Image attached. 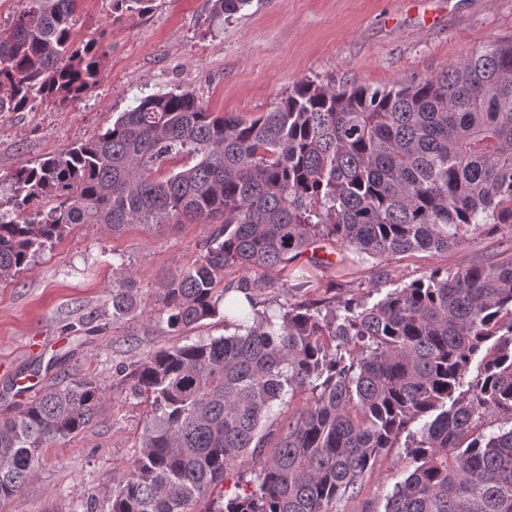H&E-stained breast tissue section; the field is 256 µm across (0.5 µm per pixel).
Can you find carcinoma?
Segmentation results:
<instances>
[{
    "instance_id": "1",
    "label": "carcinoma",
    "mask_w": 512,
    "mask_h": 512,
    "mask_svg": "<svg viewBox=\"0 0 512 512\" xmlns=\"http://www.w3.org/2000/svg\"><path fill=\"white\" fill-rule=\"evenodd\" d=\"M80 0H24L0 25V112L76 100L105 53L74 47ZM154 0H112L146 14ZM252 0H209L229 18ZM0 200V281L28 271L73 224L216 223L157 299L172 331L218 314L224 269L283 270L316 244L389 259L442 251L492 225L512 232V41L448 72L390 88L304 82L254 119L217 115L188 90L137 99L112 127L26 162ZM484 220H479V216ZM231 310L235 332L154 351L124 367L150 402L131 468L108 512H333L374 462L404 443L415 467L384 512H512V260L434 269L378 302L295 301ZM138 309L112 292V316ZM475 375H470L474 359ZM307 406L275 432L276 402ZM103 390L61 379L0 415V499L34 478L43 449L86 431ZM496 431L479 430L489 415ZM422 426L416 430V422ZM275 435V446L266 441ZM250 457L253 478L223 490Z\"/></svg>"
}]
</instances>
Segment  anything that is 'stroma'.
I'll list each match as a JSON object with an SVG mask.
<instances>
[{
    "label": "stroma",
    "instance_id": "1",
    "mask_svg": "<svg viewBox=\"0 0 512 512\" xmlns=\"http://www.w3.org/2000/svg\"><path fill=\"white\" fill-rule=\"evenodd\" d=\"M82 9L72 40L101 38L99 80L71 102L0 112V183L22 163L110 127L138 97L179 88L216 114L252 118L306 81L335 89L419 82L512 40V0H252L220 21L211 20L208 0H155L144 15L114 14L112 0H83ZM212 231L209 224H131L115 234L77 224L30 270L0 282V413L63 375L94 379L105 390L96 422L46 448L34 479L0 500V512H108L112 481L130 467L148 413L117 367L224 333L220 314L180 333L157 320L158 294L195 263ZM510 258L512 233L504 229L386 261L338 252L313 270L304 299L372 304L433 269L452 274ZM122 284L144 308L116 318L112 290ZM413 468L404 448L390 449L335 512H384Z\"/></svg>",
    "mask_w": 512,
    "mask_h": 512
}]
</instances>
